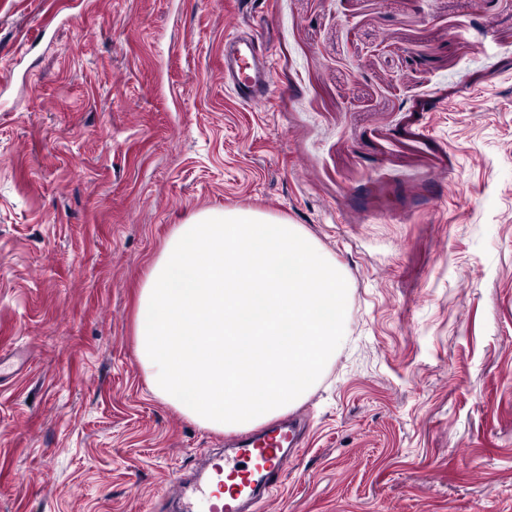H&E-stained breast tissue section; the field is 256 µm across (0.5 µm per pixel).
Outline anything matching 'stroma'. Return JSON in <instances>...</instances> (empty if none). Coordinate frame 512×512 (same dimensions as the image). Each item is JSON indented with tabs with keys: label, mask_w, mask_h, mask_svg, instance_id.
<instances>
[{
	"label": "stroma",
	"mask_w": 512,
	"mask_h": 512,
	"mask_svg": "<svg viewBox=\"0 0 512 512\" xmlns=\"http://www.w3.org/2000/svg\"><path fill=\"white\" fill-rule=\"evenodd\" d=\"M254 32L271 96L224 86ZM301 225L349 342L265 512H512V0H0V512H177L245 432L152 396L139 290L203 209Z\"/></svg>",
	"instance_id": "1"
}]
</instances>
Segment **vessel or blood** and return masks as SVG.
Segmentation results:
<instances>
[{
  "label": "vessel or blood",
  "mask_w": 512,
  "mask_h": 512,
  "mask_svg": "<svg viewBox=\"0 0 512 512\" xmlns=\"http://www.w3.org/2000/svg\"><path fill=\"white\" fill-rule=\"evenodd\" d=\"M254 36L238 33L224 39V76L232 95L244 103L266 99L269 84L266 65L259 54ZM285 454L281 445L252 441L240 448L237 456L216 465V474L230 472L240 475L247 494L233 492L229 501H214L209 488H201L193 512H244L245 507L259 508L262 491L271 490L284 467Z\"/></svg>",
  "instance_id": "vessel-or-blood-1"
}]
</instances>
